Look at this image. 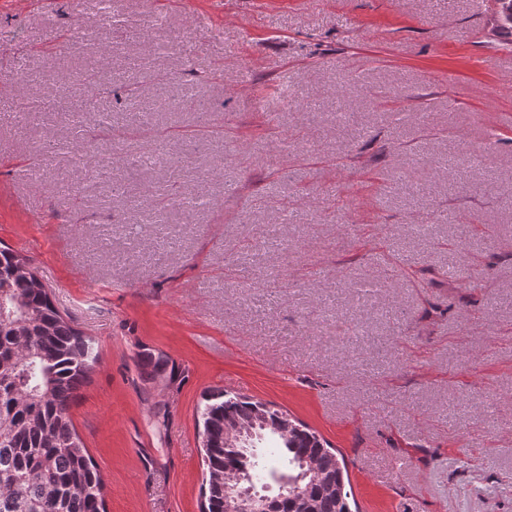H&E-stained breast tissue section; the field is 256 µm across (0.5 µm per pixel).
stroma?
Segmentation results:
<instances>
[{
  "mask_svg": "<svg viewBox=\"0 0 512 512\" xmlns=\"http://www.w3.org/2000/svg\"><path fill=\"white\" fill-rule=\"evenodd\" d=\"M492 15V0H0V245L98 349L71 416L106 512H200L196 407L220 389L340 451L359 512H512V47ZM90 29L106 52L93 94L77 80ZM186 58L201 81L169 83ZM21 92L50 111L22 120ZM202 94L209 150L125 182L164 223L116 207L126 154L160 134L184 151ZM474 152L460 176L439 166ZM199 194L184 217L178 197ZM146 352L160 383L141 378Z\"/></svg>",
  "mask_w": 512,
  "mask_h": 512,
  "instance_id": "35a3bbf8",
  "label": "stroma"
}]
</instances>
